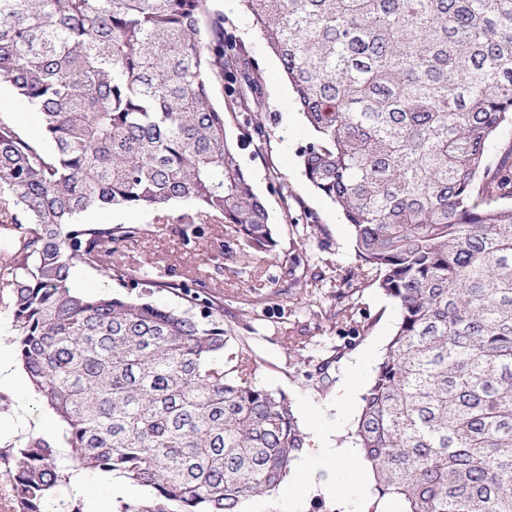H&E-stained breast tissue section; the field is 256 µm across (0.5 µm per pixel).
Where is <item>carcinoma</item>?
Masks as SVG:
<instances>
[{
	"label": "carcinoma",
	"instance_id": "cac0c4a2",
	"mask_svg": "<svg viewBox=\"0 0 512 512\" xmlns=\"http://www.w3.org/2000/svg\"><path fill=\"white\" fill-rule=\"evenodd\" d=\"M278 56L311 139V185L352 227L398 322L361 396L355 444L404 512H512V0H241ZM0 82L50 149L0 116V288L12 342L70 448L0 453L15 512H48L93 468L149 496L118 512H240L306 443L291 401L256 385L224 307L180 285L169 308L72 287L87 267L154 279L116 254L136 224L88 210L183 203L277 246L228 143L225 91L265 131L261 81L208 0H0ZM358 302L336 297L351 321Z\"/></svg>",
	"mask_w": 512,
	"mask_h": 512
}]
</instances>
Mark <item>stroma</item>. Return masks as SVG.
I'll return each instance as SVG.
<instances>
[{
    "instance_id": "obj_1",
    "label": "stroma",
    "mask_w": 512,
    "mask_h": 512,
    "mask_svg": "<svg viewBox=\"0 0 512 512\" xmlns=\"http://www.w3.org/2000/svg\"><path fill=\"white\" fill-rule=\"evenodd\" d=\"M224 24L245 46L261 77L262 122L266 141L255 150L245 137L242 114L232 112L222 91L214 102L223 108L227 137L238 146V157L248 172L255 193L263 199L274 221L278 245L270 254L240 255L235 235L227 225L195 226L182 221L187 208L174 204L161 210H90L85 224H140L148 233L126 243L121 258L131 270L151 271L159 288L152 301L179 308L184 304L175 285L186 283L224 306V325L248 343L257 364L255 382L291 401L299 420L317 415L320 423L340 431L338 444L353 445V422L361 405L352 396L349 414L336 418V394L342 378L356 362L374 369L396 330L397 312L380 289L362 282L356 270L354 237L335 205L319 195L306 180L298 152L311 138L294 104L293 92L282 65L266 47L245 11L229 12ZM0 116L37 145H44L42 117L22 103L10 85L0 83ZM285 177L298 196L283 206L277 177ZM325 228V238L307 235V222ZM300 255L306 284L289 288V259ZM357 283V325L333 316L337 293ZM12 324L0 309V343L12 361L19 381L27 376L11 341ZM306 342L302 354L288 352L289 339ZM55 415L32 387L22 393L0 388V449L18 447L24 437L46 436ZM373 501L348 485L343 496L304 495L298 476L287 478L271 495L246 500L242 512H369Z\"/></svg>"
}]
</instances>
